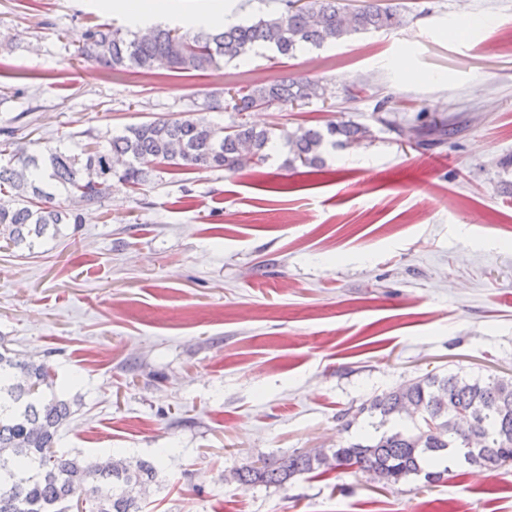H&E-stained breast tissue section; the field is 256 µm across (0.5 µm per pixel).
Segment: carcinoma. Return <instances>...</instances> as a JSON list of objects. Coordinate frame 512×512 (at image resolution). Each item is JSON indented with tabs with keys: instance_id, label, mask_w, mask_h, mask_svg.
Wrapping results in <instances>:
<instances>
[{
	"instance_id": "carcinoma-1",
	"label": "carcinoma",
	"mask_w": 512,
	"mask_h": 512,
	"mask_svg": "<svg viewBox=\"0 0 512 512\" xmlns=\"http://www.w3.org/2000/svg\"><path fill=\"white\" fill-rule=\"evenodd\" d=\"M280 10L252 23L230 24L221 32L203 28L185 34L160 24L141 35L109 24L91 27L78 55L105 70L152 74L206 72L266 46L293 57L300 48H320L369 31L405 24L399 8L365 0L349 9L342 0H280ZM224 110L238 119L218 126L202 118H157L126 127L107 140L48 147L28 154L15 147V131L0 134V239L6 247L33 249L41 239H54L63 224L83 223L68 202L84 199L98 209L112 191V180L139 189L150 183L155 166L171 171L254 169L279 144L287 149L283 166L315 170L327 148L359 144L373 136L370 127L351 120L323 127L299 125L290 130L258 128L244 115L261 108H301L326 99L327 90L311 79L249 83L226 89ZM455 117L435 112L413 126L415 145L429 147L457 131ZM74 403L57 395L47 363L20 357L0 345V512H142L141 502L156 483L157 469L107 454L92 463L54 450L59 429L74 413ZM419 411L408 429L397 427L407 407ZM474 411L472 439L467 443L450 420ZM380 417L374 432L328 451L294 453L263 465L235 469L241 484L276 485L305 474L357 469L370 474L388 471L389 483L423 478L427 484L451 473L449 463L462 460L489 469L512 464V378L428 372L363 403L357 414Z\"/></svg>"
}]
</instances>
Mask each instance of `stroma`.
<instances>
[{
	"instance_id": "stroma-1",
	"label": "stroma",
	"mask_w": 512,
	"mask_h": 512,
	"mask_svg": "<svg viewBox=\"0 0 512 512\" xmlns=\"http://www.w3.org/2000/svg\"><path fill=\"white\" fill-rule=\"evenodd\" d=\"M169 27L226 5L237 21L279 0H174ZM404 26L291 58L261 48L202 76L105 71L78 57L104 0H0V129L39 153L187 114L228 125L210 94L256 75L328 89L253 124L353 120L374 137L328 150L316 173L283 153L235 174L160 171L113 183L82 224L33 250L0 248V342L50 367L76 400L55 449L156 463L143 512H512V465L456 464L433 486L355 471L283 487L228 483L242 465L369 433L358 407L430 371L512 377V0H396ZM424 73L405 84L400 70ZM367 84L396 110L375 121ZM458 130L409 145L419 113Z\"/></svg>"
}]
</instances>
